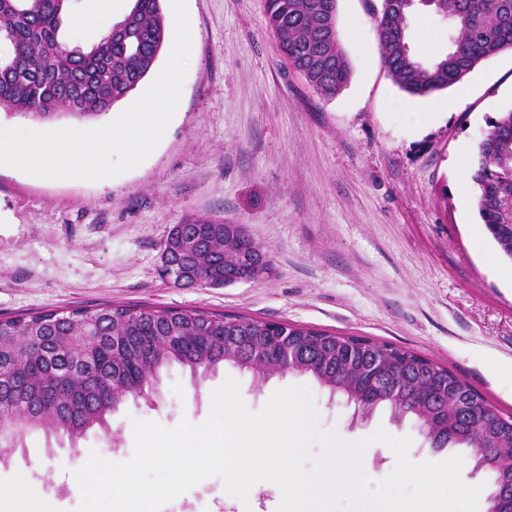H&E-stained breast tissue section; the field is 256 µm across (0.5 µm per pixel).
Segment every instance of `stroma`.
<instances>
[{
  "mask_svg": "<svg viewBox=\"0 0 512 512\" xmlns=\"http://www.w3.org/2000/svg\"><path fill=\"white\" fill-rule=\"evenodd\" d=\"M128 0H77L83 25L63 24L76 43L109 31ZM190 55L177 108L152 153L108 181L50 180L0 167V317L51 309L181 307L361 336L412 350L448 368L498 411L512 415L511 265L480 234L476 193L460 171L473 165L490 118L512 112V50L479 64L459 85L412 97L385 69L380 0H337L340 42L351 69L332 98L316 93L283 59L266 23V0H185ZM465 93L463 106L413 134L406 112ZM139 98L97 118L39 121L0 108V126L96 129ZM211 217L244 225L273 264L255 282L178 288L162 273L172 225ZM239 384L253 413L273 393L308 387L319 425L355 442L385 429L410 437L414 462L436 459L412 421L380 407L365 419L313 379L252 373L222 364L201 388L172 366L159 395L127 402L109 431L93 430L79 454L30 434L25 452L0 466V485L25 476L51 512H75L74 473L90 454L124 462L134 420L172 428L204 422L212 395ZM278 486L256 482L247 498L211 477L162 512H276Z\"/></svg>",
  "mask_w": 512,
  "mask_h": 512,
  "instance_id": "obj_1",
  "label": "stroma"
}]
</instances>
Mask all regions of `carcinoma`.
Here are the masks:
<instances>
[{
  "label": "carcinoma",
  "mask_w": 512,
  "mask_h": 512,
  "mask_svg": "<svg viewBox=\"0 0 512 512\" xmlns=\"http://www.w3.org/2000/svg\"><path fill=\"white\" fill-rule=\"evenodd\" d=\"M337 0H267L266 21L279 47L307 83L333 97L350 79L338 33ZM73 0H0V103L35 118L101 115L127 98L154 71L167 39L161 0H132L107 32L86 44L60 38ZM448 13V49L422 61L409 43V19L421 10ZM379 36L383 64L411 96H428L462 82L482 61L512 49V0H382ZM471 181L478 215L512 260V112L488 122ZM192 248L172 255L182 287L219 285L245 273L248 262H269L248 245L231 246L224 225L196 219L181 225ZM217 315L179 307L49 310L0 320V414L16 421L0 437L8 463L27 434L44 430L76 445L88 431L107 428L114 407L143 396L167 367L190 376L229 362L259 381L309 376L329 395L362 413L380 405L392 419L411 418L434 450L466 447L486 472L495 495L512 485V416L448 368L403 348L337 336L286 323ZM92 336L79 356L73 340Z\"/></svg>",
  "instance_id": "1"
}]
</instances>
